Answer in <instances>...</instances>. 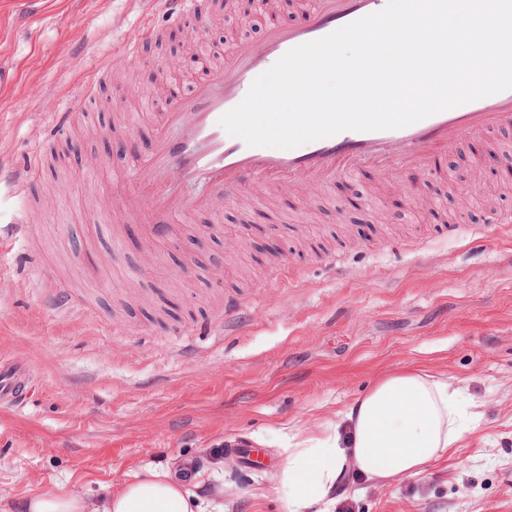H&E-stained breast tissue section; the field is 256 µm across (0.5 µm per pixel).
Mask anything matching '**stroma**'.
Returning <instances> with one entry per match:
<instances>
[{"label": "stroma", "mask_w": 512, "mask_h": 512, "mask_svg": "<svg viewBox=\"0 0 512 512\" xmlns=\"http://www.w3.org/2000/svg\"><path fill=\"white\" fill-rule=\"evenodd\" d=\"M311 2L281 0L269 20L244 0H202L225 40L208 45L211 62ZM151 9L0 0V167L58 158L32 187L36 208L0 184V228L22 211L29 221L0 254V357L34 375L22 404L0 406V512H27L46 490L98 506L134 476L185 464L199 494L223 485L224 512H286L291 436L318 434L411 368L461 388L474 414L463 439L425 473L350 482L334 512H512V124L465 137L400 187L370 168L312 196L284 187L270 205L252 187L250 207L223 199L149 242L96 209L153 147L152 59L189 52L193 19L141 36ZM108 57L79 126L45 139ZM283 269L298 280L281 283ZM227 448L253 449L252 463L216 458Z\"/></svg>", "instance_id": "1"}]
</instances>
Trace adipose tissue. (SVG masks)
<instances>
[{
  "label": "adipose tissue",
  "instance_id": "obj_1",
  "mask_svg": "<svg viewBox=\"0 0 512 512\" xmlns=\"http://www.w3.org/2000/svg\"><path fill=\"white\" fill-rule=\"evenodd\" d=\"M459 390L422 370L379 380L356 397L321 436L294 443L279 484L288 512H332L336 492L351 474L388 483L422 473L462 435ZM101 512H224L205 504L190 486L150 472L107 492Z\"/></svg>",
  "mask_w": 512,
  "mask_h": 512
}]
</instances>
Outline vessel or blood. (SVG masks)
Segmentation results:
<instances>
[{
  "mask_svg": "<svg viewBox=\"0 0 512 512\" xmlns=\"http://www.w3.org/2000/svg\"><path fill=\"white\" fill-rule=\"evenodd\" d=\"M388 0H314L302 23L270 25L261 51L238 42L223 62L211 68L206 80L191 92L166 98L156 128V152L138 160L123 174L124 182L147 199L148 213L142 233L149 239L167 236L177 222L209 209L212 195L239 197L246 189H280L289 183L312 191L375 162L380 174L390 177L408 168L426 170L439 154L466 135L493 133L512 121V90H506L431 115L404 128L379 131H344L294 149L251 147L229 135L220 118L246 96L254 80L290 49L318 40L369 14L382 10ZM142 33L152 36L166 23L195 10V0H156ZM400 143L401 154L384 148ZM175 169L184 182L197 189L189 195L168 185L166 170ZM41 176V158L0 170L19 192H26ZM27 369L0 363V402L25 398Z\"/></svg>",
  "mask_w": 512,
  "mask_h": 512,
  "instance_id": "obj_1",
  "label": "vessel or blood"
}]
</instances>
